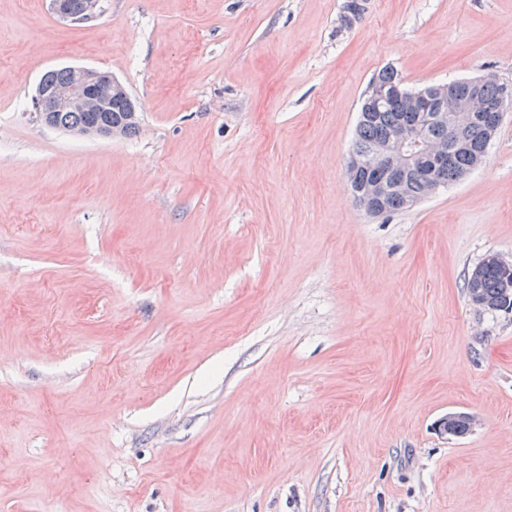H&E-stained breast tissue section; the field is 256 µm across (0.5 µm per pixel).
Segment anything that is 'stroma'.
<instances>
[{
  "label": "stroma",
  "mask_w": 512,
  "mask_h": 512,
  "mask_svg": "<svg viewBox=\"0 0 512 512\" xmlns=\"http://www.w3.org/2000/svg\"><path fill=\"white\" fill-rule=\"evenodd\" d=\"M0 0V512H512V111L482 167L366 215L378 71L512 80V0ZM130 136L40 125L63 66ZM451 412L473 430L443 438ZM101 0H80L74 7L69 0H51L53 11L62 19L72 23H84L102 12ZM70 70L72 80L66 84H38L31 98V108L40 122L58 129L52 121L57 112V124L61 128H74L72 133L78 135L112 137L115 135L113 127H116L117 135L127 136L135 132L138 111L134 107L127 110L129 105L123 97L130 102L131 98L111 74L83 66L71 67ZM117 92L123 97L112 96ZM66 110L75 112H59ZM88 121L102 122L112 128L97 122L86 124ZM494 263L499 265L502 269H512V259L504 257L499 253L487 255L483 261L472 269L470 274L471 281L475 284L480 278V272L483 268L482 277L478 284V292L474 291L471 294L472 303L477 306H482L485 302L484 309L494 310L493 306L498 304L502 298L506 288L512 289V274L506 273L498 266L491 265ZM479 294V297H478Z\"/></svg>",
  "instance_id": "stroma-1"
}]
</instances>
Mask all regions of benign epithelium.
I'll return each mask as SVG.
<instances>
[{
    "label": "benign epithelium",
    "mask_w": 512,
    "mask_h": 512,
    "mask_svg": "<svg viewBox=\"0 0 512 512\" xmlns=\"http://www.w3.org/2000/svg\"><path fill=\"white\" fill-rule=\"evenodd\" d=\"M53 11L62 19L72 23H84L102 12L101 0H50ZM72 80L66 84L39 83L31 98V108L38 120L52 127V116L59 111L110 112L112 95L125 93L123 86L112 75L93 68L75 66L71 68ZM456 83L435 84L415 95L410 109L403 113L400 124L389 141L374 147L368 154L352 159V164L373 174L368 184L352 190L355 202L368 214L384 213L387 196L403 189L404 177L408 174L420 176L428 182L431 192L442 185L440 174L451 164L455 153L465 150L470 144L473 122L481 123L486 142H491L497 133L505 112L489 108L479 114L472 113L473 100L455 98L456 112L448 119V97L454 95ZM401 96L397 88L373 85L367 94L364 107L379 111L390 106ZM440 99L439 111H427L433 98ZM438 125L448 129V141L435 144L428 138L426 127ZM73 133L91 137H110L114 131L98 123H88L73 129ZM494 263L501 268L512 269V259L499 253L487 255L482 263L472 269L470 279L477 282L483 265Z\"/></svg>",
    "instance_id": "benign-epithelium-1"
}]
</instances>
